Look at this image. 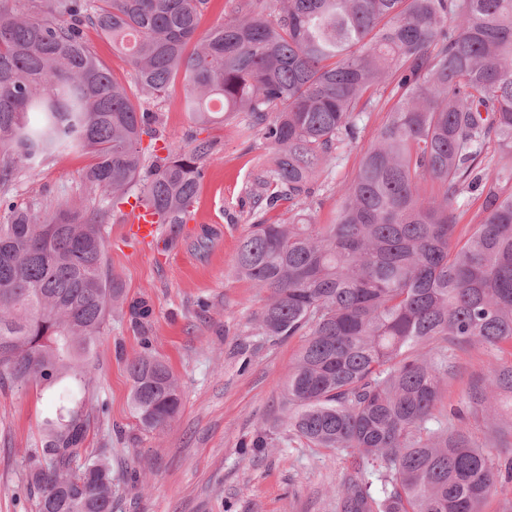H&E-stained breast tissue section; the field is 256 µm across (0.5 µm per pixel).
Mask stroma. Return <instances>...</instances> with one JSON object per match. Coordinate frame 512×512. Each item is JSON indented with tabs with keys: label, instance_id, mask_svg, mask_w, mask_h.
<instances>
[{
	"label": "stroma",
	"instance_id": "1",
	"mask_svg": "<svg viewBox=\"0 0 512 512\" xmlns=\"http://www.w3.org/2000/svg\"><path fill=\"white\" fill-rule=\"evenodd\" d=\"M396 99L393 89L381 91L358 122L357 140L342 146L336 165L314 184V223L335 220L341 187L354 179ZM152 109L164 135L185 146L194 136L207 139L214 148L184 223L165 225L157 247L144 250L127 239L124 209L100 217L109 266L130 298H147L153 308L148 329L127 318L110 323L91 354L96 400L84 446L112 451V512H337L352 457L290 441L282 425L283 384L301 339L258 335L255 319L266 293L233 273L238 243L253 222L252 181L271 151L259 137L243 136L240 115L198 129L184 107L182 81ZM90 161L78 153L44 164L18 178L10 193L28 204L80 200V175ZM145 336L182 393L176 417L150 433L130 404L129 362ZM453 362L454 379L436 412L441 420L464 405L470 386L491 369L512 365V349L475 344L455 350ZM51 408L49 392L0 382V512H35L24 451L39 447V427ZM463 426L495 461H512L511 427L497 430L471 415ZM262 432L267 447H253Z\"/></svg>",
	"mask_w": 512,
	"mask_h": 512
}]
</instances>
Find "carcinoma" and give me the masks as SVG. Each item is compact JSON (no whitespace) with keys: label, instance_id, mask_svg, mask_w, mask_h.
<instances>
[{"label":"carcinoma","instance_id":"1","mask_svg":"<svg viewBox=\"0 0 512 512\" xmlns=\"http://www.w3.org/2000/svg\"><path fill=\"white\" fill-rule=\"evenodd\" d=\"M208 0H0V378L50 392L41 447L25 449L36 512H112L108 449L72 467L88 432L95 340L114 317L144 328L106 259L98 213L135 196L181 224L212 151L167 140L151 103L177 77L200 128L246 114L271 147L253 181L259 214L235 270L268 292L264 336L302 337L282 393L288 439L343 450L355 474L338 512H479L501 476L485 447L429 426L453 378L454 348L512 345V0H242L198 34ZM93 27L129 57L135 94L85 41ZM398 99L331 224L296 207L354 140L379 89ZM72 151L99 194L36 209L9 185ZM438 191L422 195L427 182ZM480 219L459 228L471 197ZM289 204L288 220L268 211ZM146 431L181 394L150 340L129 363ZM488 387L512 394V366ZM486 387V388H488ZM486 388L468 392L487 412ZM380 464L372 492L361 470Z\"/></svg>","mask_w":512,"mask_h":512}]
</instances>
